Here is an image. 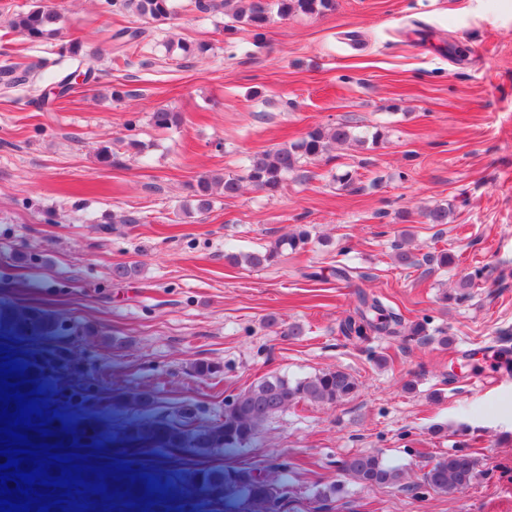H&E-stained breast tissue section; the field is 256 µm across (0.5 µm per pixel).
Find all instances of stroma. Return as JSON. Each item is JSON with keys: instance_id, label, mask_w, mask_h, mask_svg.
Segmentation results:
<instances>
[{"instance_id": "obj_1", "label": "stroma", "mask_w": 512, "mask_h": 512, "mask_svg": "<svg viewBox=\"0 0 512 512\" xmlns=\"http://www.w3.org/2000/svg\"><path fill=\"white\" fill-rule=\"evenodd\" d=\"M42 2L60 13V36L0 41V65L21 55L35 67L26 84L0 87V309L38 334L0 335V348L36 351L60 396L80 393L81 411L111 417V443L88 456L164 472L169 512H246L231 489L200 481L215 466L283 480L265 512H512V0H335L259 33L192 0L149 22L100 0ZM140 26L139 42L113 38ZM71 40L99 52V81L48 100L75 68L60 54ZM185 43L207 50L187 55ZM159 108L179 124L155 128ZM340 123L357 142L301 162L277 194L248 185L184 215L200 176L243 174L249 156ZM107 146L116 158L103 165ZM347 171L345 187L335 177ZM444 203L448 223H425ZM132 212L140 223H118ZM301 225L309 243L270 266L224 260L225 246L259 250ZM404 230L418 253L445 249L455 264L397 266ZM132 262L137 277L113 279V265ZM339 265L360 279L337 281ZM481 267L492 275L469 298L444 301ZM362 291L427 318L430 338L342 336ZM271 315L303 335L266 328ZM201 363L215 377L199 376ZM336 368L358 379L354 397L291 405L239 452L134 449L167 411L192 430L263 376ZM480 373L488 387L466 386ZM370 451L403 469L400 484L367 487L343 471ZM458 451L479 461L472 484L426 488L428 465Z\"/></svg>"}]
</instances>
